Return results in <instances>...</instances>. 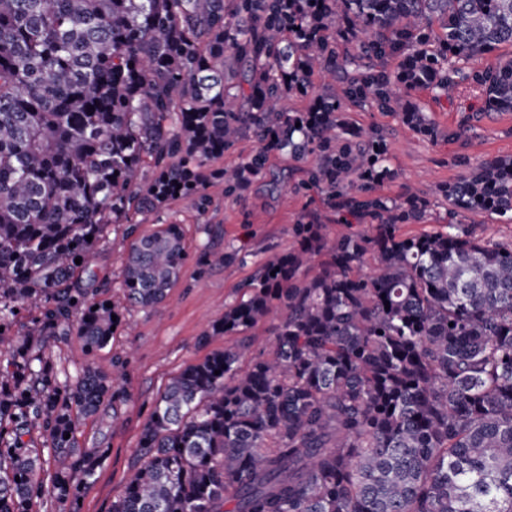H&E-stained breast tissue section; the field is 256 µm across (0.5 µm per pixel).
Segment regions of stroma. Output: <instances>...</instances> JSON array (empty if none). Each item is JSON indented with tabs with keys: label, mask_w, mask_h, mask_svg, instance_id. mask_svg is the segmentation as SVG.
<instances>
[{
	"label": "stroma",
	"mask_w": 512,
	"mask_h": 512,
	"mask_svg": "<svg viewBox=\"0 0 512 512\" xmlns=\"http://www.w3.org/2000/svg\"><path fill=\"white\" fill-rule=\"evenodd\" d=\"M415 100L444 131L482 108L476 92L461 88L441 100L420 91ZM346 118L354 126L379 128L386 137L395 177L378 186L381 195L399 197L410 188L427 197L436 184L457 178L456 158L512 156V112L483 116L466 137L434 142L389 112L352 107ZM289 167L287 155L271 156L268 174L238 199L225 197L222 186L211 187L212 204L203 213L191 199L178 198L141 216L137 232L150 233L174 223L182 225L185 235L184 274L158 309L125 305L121 269L127 225H108L99 242L93 270L103 275V282L91 283L90 272L79 271L80 286H96L98 299L124 309L123 323L101 356L123 361L126 373L120 395L98 415L83 420L77 433L79 447L106 451L95 480L81 492L80 512H110L135 464L139 437L155 399L187 365L233 344V337L208 340L204 334L223 316L225 305L239 298L240 286L254 277L268 256L295 247L294 226L311 203L309 195L291 192L285 181ZM232 250L239 253L234 263L218 262V254Z\"/></svg>",
	"instance_id": "1"
}]
</instances>
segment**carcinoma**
Instances as JSON below:
<instances>
[{
	"label": "carcinoma",
	"mask_w": 512,
	"mask_h": 512,
	"mask_svg": "<svg viewBox=\"0 0 512 512\" xmlns=\"http://www.w3.org/2000/svg\"><path fill=\"white\" fill-rule=\"evenodd\" d=\"M502 44L512 0H0V512L46 495L78 512L103 464L76 434L120 391L122 363L98 352L122 313L73 278L107 225L181 197L203 213L211 185L237 198L275 153L315 157L303 188L347 229L300 219L296 248L224 306L205 338L271 321L272 351L248 361L243 339L173 377L111 512H512V243L457 221L512 222V156L459 158L432 198H391L375 193L394 177L384 135L344 116L462 138L472 117L445 132L414 93L462 86L484 112H512V58L475 66ZM290 97L311 104L286 112ZM248 137L241 164L215 166ZM440 201V230L399 234ZM185 261L179 224L135 237L128 303L156 307ZM72 335L84 360L62 381L45 348ZM33 427L53 448L48 487L23 441Z\"/></svg>",
	"instance_id": "obj_1"
}]
</instances>
